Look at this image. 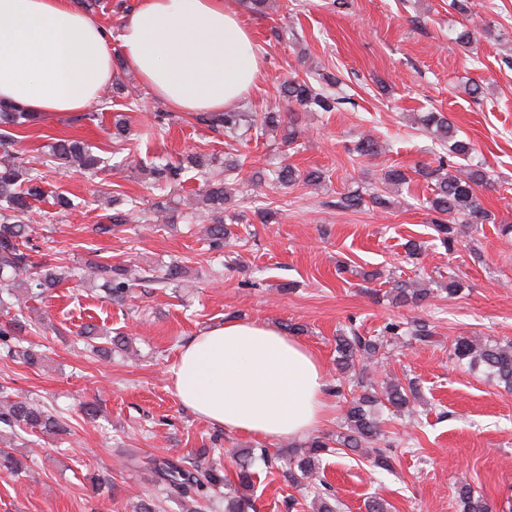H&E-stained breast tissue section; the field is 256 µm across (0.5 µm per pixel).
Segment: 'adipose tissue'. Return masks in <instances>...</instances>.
<instances>
[{"label":"adipose tissue","mask_w":512,"mask_h":512,"mask_svg":"<svg viewBox=\"0 0 512 512\" xmlns=\"http://www.w3.org/2000/svg\"><path fill=\"white\" fill-rule=\"evenodd\" d=\"M179 112H220L255 83L260 59L224 0H135L112 36L76 0H0V105L35 115L84 111L111 85L112 48ZM181 404L233 433L273 440L325 419L329 383L304 343L229 320L191 337L170 371Z\"/></svg>","instance_id":"ef3b65f1"}]
</instances>
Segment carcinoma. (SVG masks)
Here are the masks:
<instances>
[{
    "mask_svg": "<svg viewBox=\"0 0 512 512\" xmlns=\"http://www.w3.org/2000/svg\"><path fill=\"white\" fill-rule=\"evenodd\" d=\"M281 97L288 105L308 111L334 112L341 97L335 92L314 86L305 79H290L283 83ZM195 119L208 128L224 133L227 144L243 143L256 134L265 135L283 124V113L275 105L260 114L247 112H197ZM416 120L430 132L448 151L438 159V165L416 170L432 186V196L426 199L425 209L433 213L432 224L440 243L450 252L460 241L462 227L470 224L495 223L493 215L483 204L482 191L493 186V180L482 162L472 161L477 153L476 145L458 136V130L447 116L440 112H425ZM39 121L36 115L12 108L0 107V354L27 366L41 364L43 355L33 347L22 345L21 336L41 329L45 316L39 308L28 305L36 297H45L63 281L77 279L84 284L102 283L104 298L124 303L132 298L143 283H153L163 288L178 287L185 276L183 267L173 261L158 270L141 273L126 265L110 261H89L69 267L37 261L34 254L39 245L33 243L35 228L31 225V202L45 196L44 175L31 165L21 148L19 133L26 126ZM111 139L123 142L130 136V129L122 115L114 118ZM383 144L374 136L358 137L349 152L360 157H376L382 153ZM247 156L232 152L224 153V170L227 177L216 174V161L198 151L184 152L176 160L142 158L126 164L143 182L159 193L161 200L153 204V213L162 221H168L170 202L162 200L165 194L183 183L186 172L194 171L201 184L195 191V204L210 217L206 237L215 251L224 249V241L231 231L224 219L239 224L243 216L234 212L226 214L234 197L235 188L228 179L239 174ZM41 165L66 171L78 168L87 173H97L112 168L109 160L98 155L91 146L77 139H58L51 144V151ZM250 180L254 183L271 181L278 187L288 188L296 184L321 186L325 172L319 168L300 170L282 161L272 171L262 167L251 168ZM381 183L396 192L409 185L410 179L401 168L383 169ZM386 208L391 200L380 193L369 197L356 190L341 197L344 209H358L366 204ZM110 213L107 223L98 224L95 231L109 234L129 222L130 215L138 209L137 201L130 196H112L108 200ZM432 294L427 283L418 280L397 281L385 293L390 302L398 307H420ZM81 336L87 345L101 354L112 349L129 350V341L119 333L110 335L94 324L84 325ZM407 344L432 342V330L418 321L410 326L392 321L384 326L380 336H362L349 328L336 337V364L347 375L357 377L356 387L361 392L352 397L344 417L343 431L336 436H317L304 448H293L288 455L272 452L267 448H247L239 451L237 485L225 482L220 462L209 448L192 451L191 461L181 458L153 459L150 462L152 482L169 498H177L185 512H197L200 501L224 494V512H256L254 497V472L252 467L260 461L266 467L282 470L290 483L305 486L313 495L314 512H336L337 504L330 486L321 478V462L324 455L338 450L356 451L364 443L377 445L373 449V464L383 470L393 467L389 445L378 447L384 440L377 407L389 405L395 410L407 408L417 399L418 390L413 384L406 386L398 381H385L376 390L367 379L369 364H379L387 354V348L400 341ZM453 354L467 362L473 370H480L504 391L512 393V342H483L474 336H459L453 343ZM13 436L19 433L40 434L55 438L67 432L65 423L39 401L21 398L14 388L0 383V432ZM27 466L13 453L0 450V473L17 477L26 472ZM463 512H492V506L482 496L475 495L470 484L459 482L453 490Z\"/></svg>",
    "mask_w": 512,
    "mask_h": 512,
    "instance_id": "obj_1",
    "label": "carcinoma"
}]
</instances>
